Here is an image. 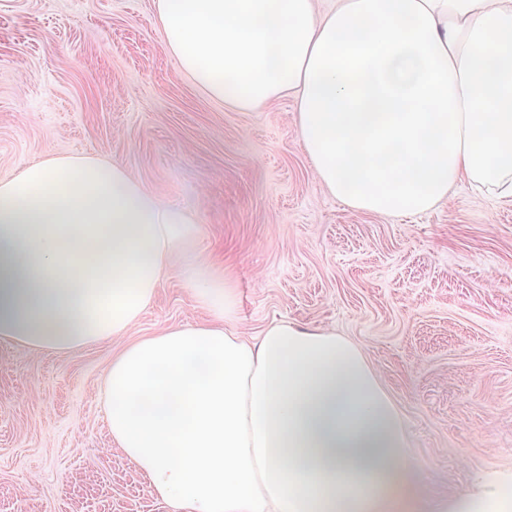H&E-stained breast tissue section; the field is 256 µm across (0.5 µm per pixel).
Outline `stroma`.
Segmentation results:
<instances>
[{
	"label": "stroma",
	"instance_id": "obj_1",
	"mask_svg": "<svg viewBox=\"0 0 512 512\" xmlns=\"http://www.w3.org/2000/svg\"><path fill=\"white\" fill-rule=\"evenodd\" d=\"M60 154L190 210V254L232 278L242 336L291 320L358 346L403 419L418 512L512 474V199L462 180L419 215L351 209L318 181L294 99L210 98L154 0H0V180ZM205 317L174 266L125 336L0 339V512H171L113 441L103 380L128 343Z\"/></svg>",
	"mask_w": 512,
	"mask_h": 512
}]
</instances>
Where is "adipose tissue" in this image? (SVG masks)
I'll list each match as a JSON object with an SVG mask.
<instances>
[{"mask_svg": "<svg viewBox=\"0 0 512 512\" xmlns=\"http://www.w3.org/2000/svg\"><path fill=\"white\" fill-rule=\"evenodd\" d=\"M210 97L297 103L302 146L349 207L415 215L459 180L512 199V0H155ZM195 217L124 166L58 155L0 180V337L64 351L124 336ZM206 320L113 359L112 438L174 512H412L399 412L361 350L291 322L249 341L231 280L188 259ZM508 479L445 512H512Z\"/></svg>", "mask_w": 512, "mask_h": 512, "instance_id": "adipose-tissue-1", "label": "adipose tissue"}]
</instances>
